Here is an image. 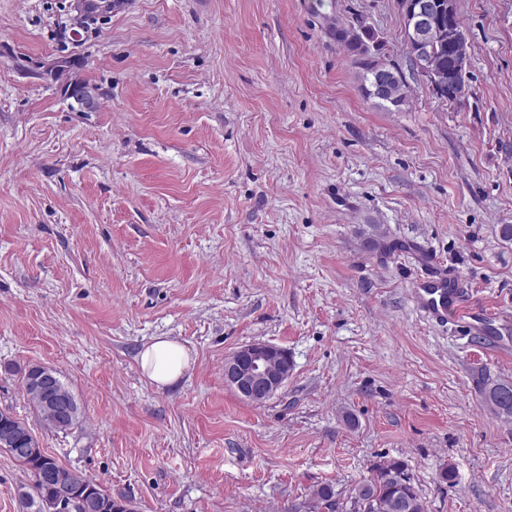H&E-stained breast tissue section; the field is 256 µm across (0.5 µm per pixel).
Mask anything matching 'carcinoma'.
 I'll return each instance as SVG.
<instances>
[{"label": "carcinoma", "instance_id": "1", "mask_svg": "<svg viewBox=\"0 0 512 512\" xmlns=\"http://www.w3.org/2000/svg\"><path fill=\"white\" fill-rule=\"evenodd\" d=\"M336 43L347 54L364 58L361 68V91L369 99H378L379 104L390 109H401L407 100V95H402L396 100L379 98L373 93V72L371 61L379 60L381 51L385 46V38L375 29L357 32V35L349 38H336ZM35 367L31 366L25 373L23 386L27 399L40 415L44 424L57 432H66L74 428L82 417L79 402H74L72 416L66 421H57L46 413V405L51 402V394H35L28 387V380ZM484 404L499 418L512 420V384L511 383H487L482 390ZM37 438L28 426L14 415L0 411V448H29ZM24 468L31 478H36L44 472L62 473L65 476L66 485L70 491L82 494L101 493L110 500L111 508L107 512H127L125 504L112 498L103 487L94 480L84 477L62 465L53 457L42 454L27 461ZM406 464L399 459L386 460L372 469L369 478L358 483L349 497L350 505L367 503V512H426L424 501L413 485L412 478H405ZM57 484L47 483L39 489L29 492L20 489L18 496L22 508L26 512H43V501L56 495ZM344 505L339 502L335 487L331 484H322L316 487L311 494L308 509L311 512H339Z\"/></svg>", "mask_w": 512, "mask_h": 512}]
</instances>
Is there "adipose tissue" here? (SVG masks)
Masks as SVG:
<instances>
[{
	"instance_id": "obj_1",
	"label": "adipose tissue",
	"mask_w": 512,
	"mask_h": 512,
	"mask_svg": "<svg viewBox=\"0 0 512 512\" xmlns=\"http://www.w3.org/2000/svg\"><path fill=\"white\" fill-rule=\"evenodd\" d=\"M143 376L154 386H175L192 366L187 346L166 336L155 337L139 353Z\"/></svg>"
}]
</instances>
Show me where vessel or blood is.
I'll list each match as a JSON object with an SVG mask.
<instances>
[{
	"mask_svg": "<svg viewBox=\"0 0 512 512\" xmlns=\"http://www.w3.org/2000/svg\"><path fill=\"white\" fill-rule=\"evenodd\" d=\"M416 260L426 274L414 282L411 296L424 317L443 323L464 314L469 291L457 272L438 268L435 256L427 252L417 253Z\"/></svg>",
	"mask_w": 512,
	"mask_h": 512,
	"instance_id": "b4317fda",
	"label": "vessel or blood"
}]
</instances>
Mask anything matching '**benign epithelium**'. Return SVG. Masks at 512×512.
<instances>
[{
	"mask_svg": "<svg viewBox=\"0 0 512 512\" xmlns=\"http://www.w3.org/2000/svg\"><path fill=\"white\" fill-rule=\"evenodd\" d=\"M395 8L401 19L403 43L412 51L409 64L416 75L436 92L441 103L456 98L458 92L448 72L430 67L434 45L450 47L459 67L468 62L469 45L466 36L440 22L442 11L453 14L456 0H397ZM404 78L403 71L392 64L380 63L374 71V92L388 96L396 81ZM286 355L280 348L266 342L245 344L224 359V382L245 400L262 404L274 396L292 374L287 367L277 368L275 361ZM52 512H97L99 502L92 496L77 497L63 489L50 503Z\"/></svg>",
	"mask_w": 512,
	"mask_h": 512,
	"instance_id": "benign-epithelium-1",
	"label": "benign epithelium"
}]
</instances>
